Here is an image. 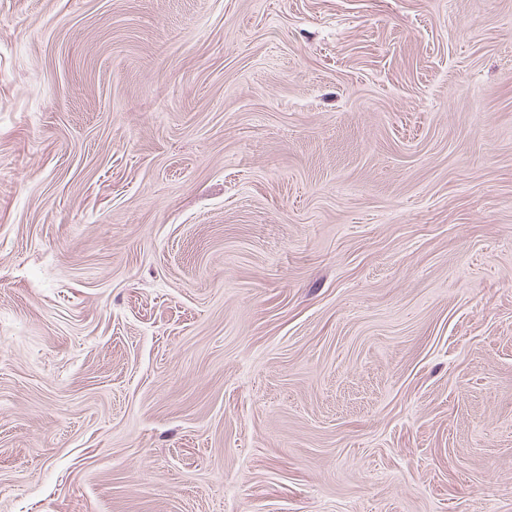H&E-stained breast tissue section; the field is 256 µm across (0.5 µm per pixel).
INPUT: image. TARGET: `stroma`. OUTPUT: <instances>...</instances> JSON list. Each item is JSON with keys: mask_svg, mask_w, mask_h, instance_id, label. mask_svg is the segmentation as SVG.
Masks as SVG:
<instances>
[{"mask_svg": "<svg viewBox=\"0 0 512 512\" xmlns=\"http://www.w3.org/2000/svg\"><path fill=\"white\" fill-rule=\"evenodd\" d=\"M0 512H512V0H0Z\"/></svg>", "mask_w": 512, "mask_h": 512, "instance_id": "obj_1", "label": "stroma"}]
</instances>
